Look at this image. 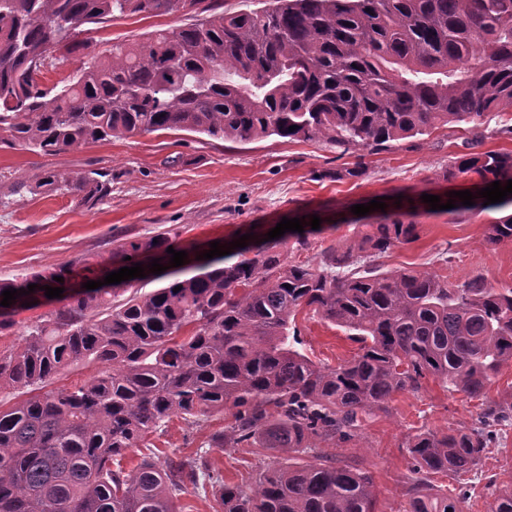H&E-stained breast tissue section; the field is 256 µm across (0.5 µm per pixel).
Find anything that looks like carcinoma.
I'll use <instances>...</instances> for the list:
<instances>
[{"label":"carcinoma","instance_id":"obj_1","mask_svg":"<svg viewBox=\"0 0 512 512\" xmlns=\"http://www.w3.org/2000/svg\"><path fill=\"white\" fill-rule=\"evenodd\" d=\"M186 10L194 23L114 42L46 88L41 58L63 65L89 48L83 27L116 17ZM490 112H512V0H265L226 15L217 0H0V132L6 142L52 155L113 138L163 130L250 142L270 136L318 140L341 155L390 144L453 122L474 137ZM297 129L288 131V127ZM478 177L477 190L512 180V151L472 153L442 174ZM98 170H47L19 182L33 194L66 191L94 203L111 191ZM446 210L502 211L491 244L512 241V195ZM421 197H407L315 264L288 256L311 246L308 231L231 250L224 266L154 291L131 281L71 295L72 264H57L6 289H37L0 306V335L23 304L65 289L59 307L0 348V390L23 398L0 408V512H187V485L217 489L214 512H375L370 476L320 455L346 444L393 396L432 376L470 397L512 365V288L481 275L450 285L427 271L381 272L370 258L417 239ZM163 234L119 244L97 280L144 258L170 265ZM64 281L57 282L55 278ZM179 291H174V288ZM350 332L360 352L317 366L295 349L302 307ZM103 369L52 387L70 366ZM233 422L211 436L219 448H270L277 460L249 483L224 481L200 455L145 457L126 471L125 453L179 416L187 428L215 413ZM512 421V402L489 406L465 429L415 435L407 444L404 512H463L468 493L432 496L434 476L474 472ZM311 455L314 464H295ZM489 512H512V485L495 490Z\"/></svg>","mask_w":512,"mask_h":512}]
</instances>
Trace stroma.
Wrapping results in <instances>:
<instances>
[{
  "label": "stroma",
  "mask_w": 512,
  "mask_h": 512,
  "mask_svg": "<svg viewBox=\"0 0 512 512\" xmlns=\"http://www.w3.org/2000/svg\"><path fill=\"white\" fill-rule=\"evenodd\" d=\"M191 22L182 11L129 17L94 25L88 36L102 46ZM510 122L511 113L493 112L478 141L469 124L461 122L382 151L353 150L342 156L316 140L270 136L230 142L186 131L115 138L55 155L0 144V281L18 280L63 262L74 264L75 277L83 278L82 262L108 259L121 238L166 232L186 248L204 250L213 241L254 228L268 231L297 210L322 220L310 236L311 249L293 255L296 261L313 264L319 250L358 237L362 226L352 206L396 192L407 197L448 192L450 183L439 175L453 158L512 150V137L498 133ZM358 162L365 166L362 177L333 179V172ZM46 170H108L112 189L91 205L63 191L33 195L16 190L18 181L36 179ZM490 219L487 212L459 218L445 213L419 216L417 239L377 256L375 263L384 272L432 271L452 285L479 274L495 287H512V242H487ZM295 323L299 350L316 365L337 366L360 348L342 328L312 310L301 309ZM504 400L512 402V366L493 377L478 398L429 377L420 391L396 394L387 410L365 422L359 439L323 448L322 453L371 476L378 512H403L409 488V439L421 432L446 433L470 425L487 406ZM231 420L230 413H217L191 430L182 419L172 418L163 431L146 439L144 447L129 450L123 465L131 471L143 457H161L176 449L187 459L205 455L225 480L248 481L274 461L276 453L268 448L208 447L209 436ZM511 482L509 425L500 429L478 473L470 476L463 512H488L492 489Z\"/></svg>",
  "instance_id": "35a3bbf8"
}]
</instances>
